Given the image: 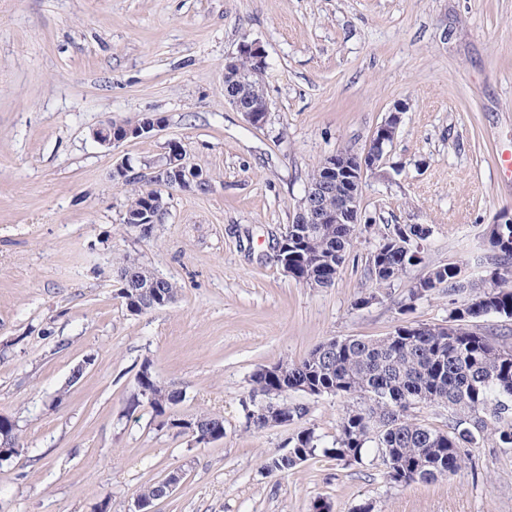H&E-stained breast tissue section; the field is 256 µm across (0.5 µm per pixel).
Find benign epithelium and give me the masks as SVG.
Listing matches in <instances>:
<instances>
[{
  "label": "benign epithelium",
  "instance_id": "benign-epithelium-1",
  "mask_svg": "<svg viewBox=\"0 0 512 512\" xmlns=\"http://www.w3.org/2000/svg\"><path fill=\"white\" fill-rule=\"evenodd\" d=\"M248 58L258 64H267L265 49L256 41L243 39L237 53L224 60L225 101L236 111L244 114L254 127L265 125L269 101L264 93L248 85L241 78L240 60ZM406 104L393 106L384 123L373 135L367 148L361 153L338 151L326 156L321 162L323 177L307 187L302 206L296 213L295 224H355L363 221L362 197L368 176L383 164L385 150L390 145L401 123ZM166 125L163 115L148 113L135 121L109 120L92 131L93 139L104 147L116 146L126 140L151 136ZM147 179L161 191H194L209 181L201 169L189 164L184 150L177 142L168 145L162 158L146 170ZM126 224H156L158 211L154 201L146 200L143 207L124 218ZM252 419L268 425H284L288 418L280 409L264 401L257 403Z\"/></svg>",
  "mask_w": 512,
  "mask_h": 512
}]
</instances>
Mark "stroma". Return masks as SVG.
<instances>
[{"label": "stroma", "instance_id": "1", "mask_svg": "<svg viewBox=\"0 0 512 512\" xmlns=\"http://www.w3.org/2000/svg\"><path fill=\"white\" fill-rule=\"evenodd\" d=\"M266 51L263 127L224 102V60L242 39ZM407 110L367 179L349 258L329 288L283 271L272 245L327 155L363 152L396 103ZM166 117L147 139L105 148L106 120ZM178 142L210 177L170 191L149 235L125 224L135 170ZM512 0H0V416L23 448L0 466V512H135L141 488L183 479L155 512H512V451L469 448L455 475L386 481L362 462L316 456L265 474L303 429L333 436L347 403L292 394L309 415L247 429L256 367L326 339L381 338L403 322L447 323L462 298L437 288L404 314L427 272L457 264L490 281L487 231L512 213ZM397 224H424L422 260L386 285L366 261ZM132 260L174 283L175 302L138 316L118 295ZM93 363L77 384L73 369ZM181 388V415L224 417L199 447L125 417L143 360Z\"/></svg>", "mask_w": 512, "mask_h": 512}]
</instances>
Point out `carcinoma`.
<instances>
[{
    "mask_svg": "<svg viewBox=\"0 0 512 512\" xmlns=\"http://www.w3.org/2000/svg\"><path fill=\"white\" fill-rule=\"evenodd\" d=\"M307 224L288 225V247L275 255L280 265L296 267L300 278L320 288H329L336 280V264L345 263L351 246L349 224H316L308 233ZM429 228L423 224H397L384 236L369 259V274L379 284H387L403 271L402 253L394 241H424ZM490 255L487 263L499 277L496 287L480 294L482 300L472 306L467 299L456 306L450 321L455 335L434 325L418 336L392 333L382 339L342 338L325 341L297 361L276 363L268 371L258 367L251 375L253 391L283 408L291 421L305 418L310 408L288 400V394L307 387L317 396H339L352 401L342 413L336 434L327 440L307 428L288 441V452L275 453L262 462V470L276 474L296 468L300 463L323 454L338 461L363 460L368 445L379 449L384 477L395 485L434 483L461 470L465 449L484 440L497 447L512 449V357L504 353L512 346L497 345L488 337L465 328L462 323L489 314L512 318V227L493 224L489 228ZM448 274V293L457 294L472 287L460 276L457 265H444ZM124 275L121 295L133 315L155 310L141 282L151 271L132 262L120 269ZM421 293H416V290ZM434 290L428 284L411 287L400 305L406 314L413 310L415 295L422 297ZM184 400L183 391L163 382L146 359L136 373L134 386L125 406L133 416L147 406L159 425L170 427L174 410ZM448 407V425L435 429L411 418L421 406ZM182 434L196 445H211L224 439V416L215 413L194 414ZM0 444L20 446L17 425L0 416ZM429 466L419 468L421 461ZM165 498L162 481L144 486L143 501Z\"/></svg>",
    "mask_w": 512,
    "mask_h": 512,
    "instance_id": "carcinoma-1",
    "label": "carcinoma"
}]
</instances>
